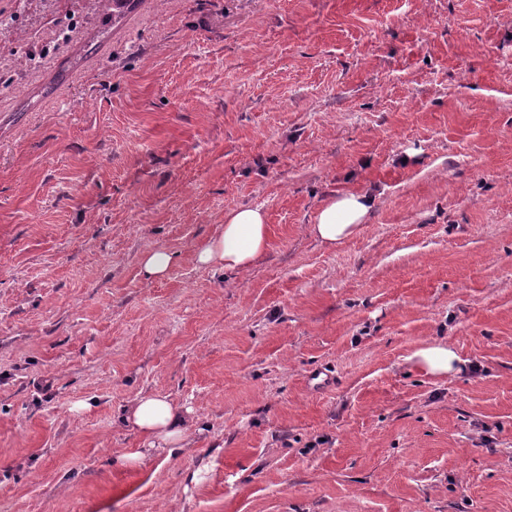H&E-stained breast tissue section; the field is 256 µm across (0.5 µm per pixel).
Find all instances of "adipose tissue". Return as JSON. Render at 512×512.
Returning <instances> with one entry per match:
<instances>
[{
  "instance_id": "adipose-tissue-1",
  "label": "adipose tissue",
  "mask_w": 512,
  "mask_h": 512,
  "mask_svg": "<svg viewBox=\"0 0 512 512\" xmlns=\"http://www.w3.org/2000/svg\"><path fill=\"white\" fill-rule=\"evenodd\" d=\"M374 204L371 194L352 192L330 198L310 225L311 235L333 248L353 236L367 220ZM269 229L266 215L257 207H240L224 216V228L196 253L199 265L226 275L239 276L265 254ZM418 366L432 375H451L461 369V360L446 341H437L415 351ZM118 419L129 426L149 448L173 456L185 448L197 429L191 411L171 396L141 393L121 407Z\"/></svg>"
}]
</instances>
